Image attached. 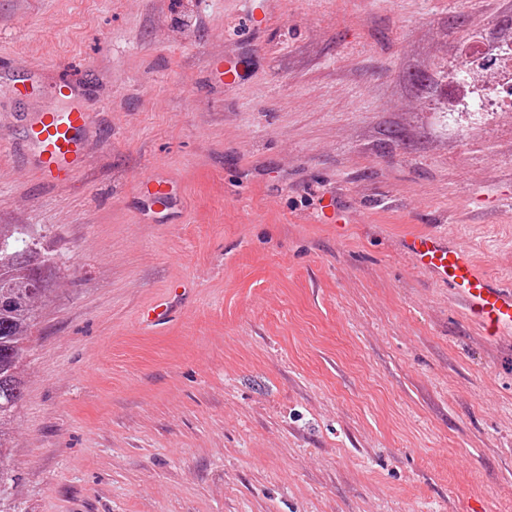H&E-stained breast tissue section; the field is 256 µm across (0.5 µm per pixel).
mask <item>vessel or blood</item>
I'll list each match as a JSON object with an SVG mask.
<instances>
[{
    "label": "vessel or blood",
    "instance_id": "vessel-or-blood-1",
    "mask_svg": "<svg viewBox=\"0 0 512 512\" xmlns=\"http://www.w3.org/2000/svg\"><path fill=\"white\" fill-rule=\"evenodd\" d=\"M56 108L34 114L25 124L24 141L46 183L64 180L83 162L82 143L91 127L92 106L73 83L53 87ZM416 262L448 284L464 302L469 315L490 336L512 332V286L491 281L472 255L453 242L432 234L405 240Z\"/></svg>",
    "mask_w": 512,
    "mask_h": 512
}]
</instances>
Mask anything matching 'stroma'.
Listing matches in <instances>:
<instances>
[{
  "label": "stroma",
  "mask_w": 512,
  "mask_h": 512,
  "mask_svg": "<svg viewBox=\"0 0 512 512\" xmlns=\"http://www.w3.org/2000/svg\"><path fill=\"white\" fill-rule=\"evenodd\" d=\"M477 39L512 45V0H0V224L58 285L11 512H512V335L403 247L512 280V111L455 84ZM60 80L92 126L51 186L14 142Z\"/></svg>",
  "instance_id": "obj_1"
}]
</instances>
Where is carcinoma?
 <instances>
[{"label":"carcinoma","instance_id":"carcinoma-1","mask_svg":"<svg viewBox=\"0 0 512 512\" xmlns=\"http://www.w3.org/2000/svg\"><path fill=\"white\" fill-rule=\"evenodd\" d=\"M47 252L17 224H0V457L16 447L15 416L26 384L23 358L53 289L39 288L36 272Z\"/></svg>","mask_w":512,"mask_h":512}]
</instances>
